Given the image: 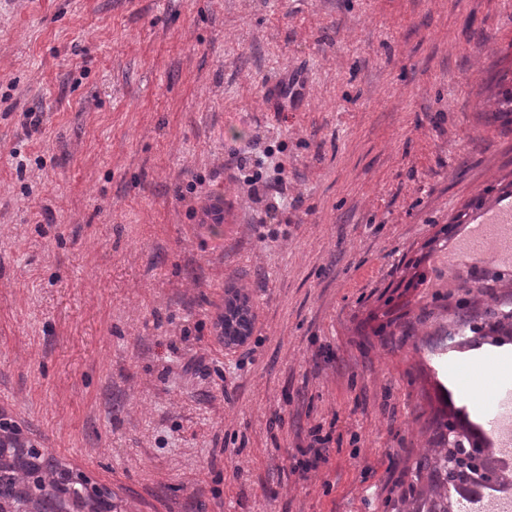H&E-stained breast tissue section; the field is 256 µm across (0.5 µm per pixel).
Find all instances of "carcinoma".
I'll return each mask as SVG.
<instances>
[{
	"mask_svg": "<svg viewBox=\"0 0 512 512\" xmlns=\"http://www.w3.org/2000/svg\"><path fill=\"white\" fill-rule=\"evenodd\" d=\"M489 331L497 332L507 324L511 326L512 310L487 307ZM482 326L468 319L461 320L448 332L452 347L471 343L478 336H486ZM448 422H438L435 438L422 450L411 473L407 489L396 502V512H457L460 493L476 494V489L502 482L512 483V472H502L495 465V453L489 448L480 428L466 418L455 417L454 443L445 440L444 429ZM455 457L459 469L448 471L444 462ZM59 465L44 463V452L31 447L19 457L14 449L0 444V512H11V507L21 501L32 503L34 512H112L114 505L102 499L88 506L82 484L62 482L57 478Z\"/></svg>",
	"mask_w": 512,
	"mask_h": 512,
	"instance_id": "cac0c4a2",
	"label": "carcinoma"
}]
</instances>
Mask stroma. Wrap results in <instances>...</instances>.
Returning <instances> with one entry per match:
<instances>
[{
    "mask_svg": "<svg viewBox=\"0 0 512 512\" xmlns=\"http://www.w3.org/2000/svg\"><path fill=\"white\" fill-rule=\"evenodd\" d=\"M511 93L512 0H0V415L116 512H393L498 401L449 364L512 354L449 350L444 266L512 192ZM268 148L272 210L232 162ZM311 442L306 448H300L299 452L304 459L298 461L293 473H298L301 478H306L312 471H317L322 464L327 463V448L326 444L329 443V436H321L319 430L312 432Z\"/></svg>",
    "mask_w": 512,
    "mask_h": 512,
    "instance_id": "1",
    "label": "stroma"
}]
</instances>
